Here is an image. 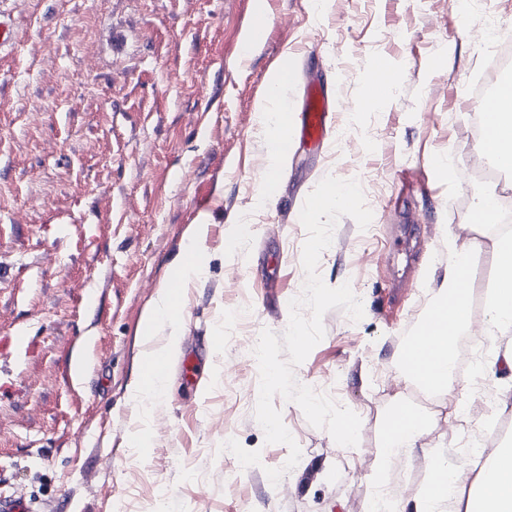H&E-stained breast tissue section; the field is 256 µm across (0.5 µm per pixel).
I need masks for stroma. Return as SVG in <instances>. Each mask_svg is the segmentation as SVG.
Masks as SVG:
<instances>
[{
  "instance_id": "1",
  "label": "stroma",
  "mask_w": 512,
  "mask_h": 512,
  "mask_svg": "<svg viewBox=\"0 0 512 512\" xmlns=\"http://www.w3.org/2000/svg\"><path fill=\"white\" fill-rule=\"evenodd\" d=\"M16 26L0 49V465L51 512H352L374 487L369 451L395 400L384 390L448 265L446 235L481 240L477 283L494 271L492 241L466 223L479 198L512 192V174L465 186L435 165L479 162L466 106L499 76L486 65L489 21L512 32V0H0ZM265 13L263 36L250 22ZM122 30V57L112 32ZM393 88L363 107L377 63ZM298 111L309 82L336 86V132L295 142L274 205L255 200L269 164L260 126L283 68ZM358 180L373 219L340 218L318 273L350 283L364 316L339 308L295 370L361 419L344 451L294 402L273 403L301 448L268 444L255 418L262 330L282 334L305 281L300 212L326 176ZM196 243L204 274L184 283L169 392L141 411L140 359L170 336L144 315ZM192 355L194 378L181 360ZM148 429V444L136 436ZM469 424L437 420L386 483L409 492L428 452L463 458ZM261 454L241 468L221 448Z\"/></svg>"
}]
</instances>
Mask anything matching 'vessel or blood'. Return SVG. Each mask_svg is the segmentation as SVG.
<instances>
[{
	"label": "vessel or blood",
	"mask_w": 512,
	"mask_h": 512,
	"mask_svg": "<svg viewBox=\"0 0 512 512\" xmlns=\"http://www.w3.org/2000/svg\"><path fill=\"white\" fill-rule=\"evenodd\" d=\"M335 97L331 89L320 83L306 87L302 105L295 117L287 121V135L284 147H291L294 140L313 143L325 142L334 124ZM446 317L445 311L428 314L417 327V335L411 336L404 344L402 353L406 359H413L423 344L425 335L434 334ZM11 476L7 469L0 468V512H43L39 501L19 490H9Z\"/></svg>",
	"instance_id": "b4317fda"
}]
</instances>
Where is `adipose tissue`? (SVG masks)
Returning <instances> with one entry per match:
<instances>
[{"label":"adipose tissue","instance_id":"ef3b65f1","mask_svg":"<svg viewBox=\"0 0 512 512\" xmlns=\"http://www.w3.org/2000/svg\"><path fill=\"white\" fill-rule=\"evenodd\" d=\"M496 107L499 128L485 133L481 155L496 160L499 167L512 170V81L504 84ZM496 273L488 285V318L484 334L496 338L512 333V234L492 237ZM478 241H460L448 237V266L437 285L433 308L453 306L454 316L445 325L430 350L401 366V377L416 386L434 388L437 394L457 402L461 392L454 377V352L459 334L470 331L471 299L475 290L472 258ZM429 422L428 416L410 411L405 402L392 406L385 423L394 426L388 453L379 455L380 471H388L403 457L414 455ZM479 464L472 485L460 483L457 466L449 459L432 457L426 482L413 501L412 512H442L443 504H452L454 512H512V443L499 446L489 455H477Z\"/></svg>","mask_w":512,"mask_h":512}]
</instances>
